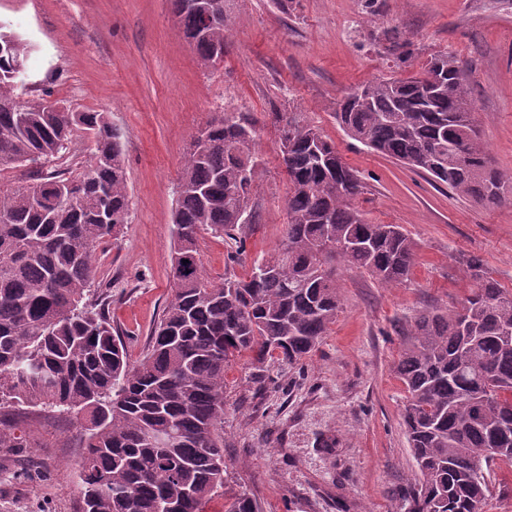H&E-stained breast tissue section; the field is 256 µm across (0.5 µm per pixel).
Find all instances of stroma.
<instances>
[{"instance_id": "stroma-1", "label": "stroma", "mask_w": 512, "mask_h": 512, "mask_svg": "<svg viewBox=\"0 0 512 512\" xmlns=\"http://www.w3.org/2000/svg\"><path fill=\"white\" fill-rule=\"evenodd\" d=\"M224 60L202 66L169 0H0V22L30 45L21 100L107 113L125 137L132 209L117 238L95 252L91 292L108 288L130 364L171 298V218L193 136L224 112H247L262 174L247 263L233 242L200 240L207 277L246 276L273 252L288 223V181L276 113L317 126L362 179L355 201L374 224H396L416 244L410 280L396 287L338 268L342 309L304 368L248 359L224 373V487L201 512H224L244 492L261 512H398L416 470L402 425L406 392L393 367L402 329L428 305H459L481 256L512 288V203L488 205L352 140L338 101L382 77L424 72L451 52L467 62L492 165L512 175V6L502 0H229ZM0 512H79L76 420L25 406L0 409Z\"/></svg>"}]
</instances>
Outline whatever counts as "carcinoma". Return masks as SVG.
<instances>
[{
	"label": "carcinoma",
	"mask_w": 512,
	"mask_h": 512,
	"mask_svg": "<svg viewBox=\"0 0 512 512\" xmlns=\"http://www.w3.org/2000/svg\"><path fill=\"white\" fill-rule=\"evenodd\" d=\"M171 0L181 33L204 67L224 59L231 25L209 24ZM28 45L0 24V165L50 157L30 183H0V404L82 417L80 512H156L157 499L184 498L181 512L224 486V369L248 354L296 366L327 336L341 309L336 262L384 286L409 281L415 243L397 224H370L353 207L364 184L320 130L297 113L280 119L288 177V224L251 273L204 275L205 233L236 243V262L255 230L251 204L261 172L258 134L245 112L214 118L193 138L172 214V299L150 349L129 363L112 324L109 295L86 299L96 248L128 223L124 134L97 111L17 105ZM338 103L349 137L402 161L456 193L488 205L512 200V176L493 167L478 129L467 67L453 54L424 73L377 79ZM90 134L89 161L72 135ZM473 282L458 307L418 311L395 364L416 468L406 512H486L491 472L512 467V289L472 255ZM177 431L170 450L157 438ZM482 467L475 469L472 463ZM226 512H259L245 493Z\"/></svg>",
	"instance_id": "carcinoma-1"
}]
</instances>
